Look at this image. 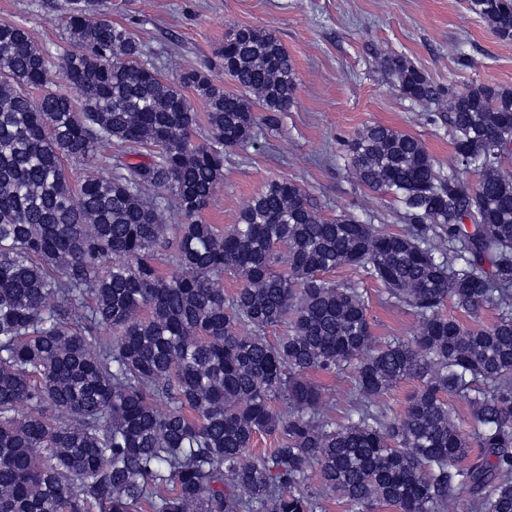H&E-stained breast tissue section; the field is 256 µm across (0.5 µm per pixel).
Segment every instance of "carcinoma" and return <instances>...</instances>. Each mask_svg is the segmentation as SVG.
<instances>
[{
  "instance_id": "1",
  "label": "carcinoma",
  "mask_w": 512,
  "mask_h": 512,
  "mask_svg": "<svg viewBox=\"0 0 512 512\" xmlns=\"http://www.w3.org/2000/svg\"><path fill=\"white\" fill-rule=\"evenodd\" d=\"M465 3L512 40V0ZM104 9L65 0L57 55L0 24V512H324L328 496L351 512H443L462 488L471 512H512V90L446 88L390 55L405 98L448 101L456 160L441 174L420 139L381 124L347 143L405 228L324 218L281 179L225 231L202 212L226 151L294 104L288 51L239 27L211 64L237 91L198 69L170 79ZM186 90L208 104L202 144ZM104 146L126 159L73 188L64 162L91 169ZM341 267L422 318L419 335L372 336L364 290L324 278ZM449 300L472 324L443 312ZM346 370L338 420L312 376ZM407 379L418 388L397 413L385 396ZM258 435L276 447L253 455Z\"/></svg>"
}]
</instances>
